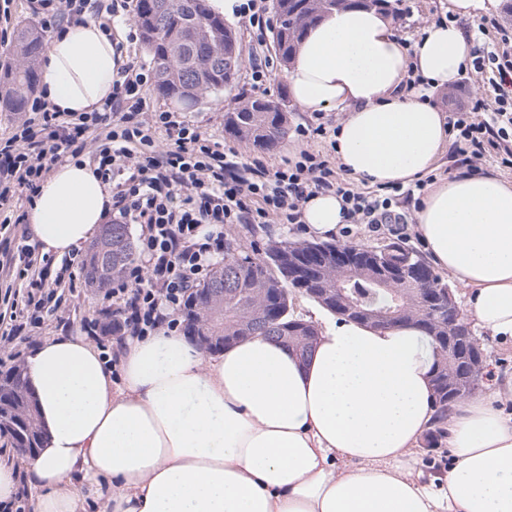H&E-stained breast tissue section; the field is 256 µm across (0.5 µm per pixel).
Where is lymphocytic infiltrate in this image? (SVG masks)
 <instances>
[{
    "instance_id": "lymphocytic-infiltrate-1",
    "label": "lymphocytic infiltrate",
    "mask_w": 512,
    "mask_h": 512,
    "mask_svg": "<svg viewBox=\"0 0 512 512\" xmlns=\"http://www.w3.org/2000/svg\"><path fill=\"white\" fill-rule=\"evenodd\" d=\"M42 30L59 32L80 19L93 0H37ZM112 97L98 112H53L35 95L11 136L0 139V208L33 200L54 165L89 161L112 194V218L137 224L136 259L113 278L103 299L117 341L166 330L179 332L195 289L224 253V228L233 224H296L303 203L317 193L340 195L346 223L407 224L389 196L339 181L327 156L301 150L297 160L269 166L261 155L240 158L178 112L154 111L147 91L152 69L127 59V42ZM470 71L484 75L492 94H477L452 113L449 126L470 172L488 153L512 168V53L476 51ZM78 264H54L35 246H0V367L36 345L46 319L61 320V293L77 285Z\"/></svg>"
}]
</instances>
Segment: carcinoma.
I'll list each match as a JSON object with an SVG mask.
<instances>
[{"label":"carcinoma","instance_id":"cac0c4a2","mask_svg":"<svg viewBox=\"0 0 512 512\" xmlns=\"http://www.w3.org/2000/svg\"><path fill=\"white\" fill-rule=\"evenodd\" d=\"M209 0H136L135 20L156 70V93L164 98L197 102L205 95L218 94L231 85L240 67V54L229 62L224 55L236 42L224 20L212 15ZM367 0H273L277 27L273 48L282 62L290 61L305 31L326 13L343 8L366 7ZM41 33L28 27L15 42L10 57L0 62V112H21L37 82L35 61L44 51ZM224 131L247 140L259 150L274 148L288 133L287 116L281 103L256 98L224 114ZM105 238L93 242L82 265V278L95 295L103 296L112 283L105 271ZM391 257L408 255L419 263L414 280H402L392 290L375 287L369 280L347 270L343 297L379 312L396 316V322H413L436 344L433 370L436 425L426 436L435 446L445 437L450 392L474 393L480 379L469 376L458 359H448L442 341L448 338L447 321L430 313L433 306L419 300V294L444 285L430 265L414 250L397 242L383 245ZM332 243L274 242L262 253L224 250V264L199 287L185 313L188 335L198 338L209 350L227 346L247 336H273L303 355L314 337L295 333L299 317L291 310L289 295L294 290L308 293L322 287V281L336 284V253ZM224 274V307L210 312V288ZM0 435L12 447L33 454L43 446L44 432L37 417L36 400L27 386L24 367L0 373Z\"/></svg>","mask_w":512,"mask_h":512}]
</instances>
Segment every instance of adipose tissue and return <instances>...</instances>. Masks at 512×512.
<instances>
[{
	"mask_svg": "<svg viewBox=\"0 0 512 512\" xmlns=\"http://www.w3.org/2000/svg\"><path fill=\"white\" fill-rule=\"evenodd\" d=\"M498 0H448V18L413 43L374 9L331 11L311 26L284 79L306 112H342L336 158L384 188L435 170L451 144L431 100L474 49L460 20ZM117 62L96 21L54 34L41 62L51 110L97 112ZM422 78L406 90L408 72ZM111 197L88 164L59 165L27 212L42 252L95 240ZM427 258L470 293L478 325L512 338V182L456 165L415 210ZM301 220L327 239L344 225L332 193ZM118 366L80 336H52L24 362L45 432L24 472L0 464V501L27 484L32 512H512V374L490 373L448 412L446 470L424 475L414 450L435 422L433 339L413 324L325 319L299 356L250 336L206 358L178 333L118 346Z\"/></svg>",
	"mask_w": 512,
	"mask_h": 512,
	"instance_id": "obj_1",
	"label": "adipose tissue"
}]
</instances>
